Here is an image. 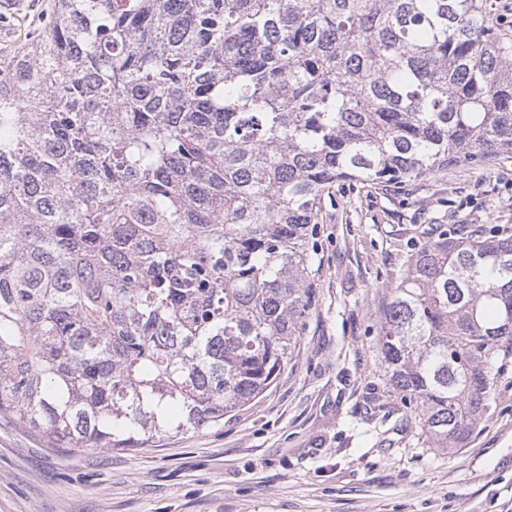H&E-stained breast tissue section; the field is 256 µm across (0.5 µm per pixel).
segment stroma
<instances>
[{
    "mask_svg": "<svg viewBox=\"0 0 512 512\" xmlns=\"http://www.w3.org/2000/svg\"><path fill=\"white\" fill-rule=\"evenodd\" d=\"M50 0H17L0 51ZM445 224L512 235V158L402 187L342 182L317 227L315 302L290 360L223 425L126 451L50 447L0 416V512H512V365L463 448L427 447L375 344L386 287Z\"/></svg>",
    "mask_w": 512,
    "mask_h": 512,
    "instance_id": "1",
    "label": "stroma"
}]
</instances>
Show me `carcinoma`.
Wrapping results in <instances>:
<instances>
[{
  "label": "carcinoma",
  "mask_w": 512,
  "mask_h": 512,
  "mask_svg": "<svg viewBox=\"0 0 512 512\" xmlns=\"http://www.w3.org/2000/svg\"><path fill=\"white\" fill-rule=\"evenodd\" d=\"M512 155L485 0H53L0 57V415L54 448L224 423L277 380L341 181ZM376 330L430 448L512 357V236L445 224Z\"/></svg>",
  "instance_id": "obj_1"
}]
</instances>
